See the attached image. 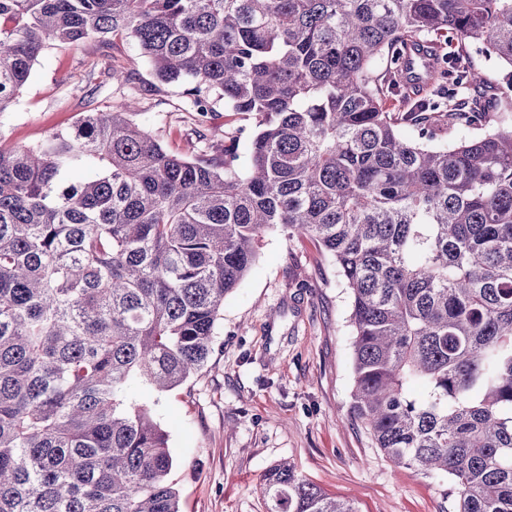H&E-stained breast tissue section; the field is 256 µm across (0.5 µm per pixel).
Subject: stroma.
I'll list each match as a JSON object with an SVG mask.
<instances>
[{"label":"stroma","mask_w":512,"mask_h":512,"mask_svg":"<svg viewBox=\"0 0 512 512\" xmlns=\"http://www.w3.org/2000/svg\"><path fill=\"white\" fill-rule=\"evenodd\" d=\"M111 62L135 68L131 85L105 76ZM182 92L157 83L134 40L51 46L0 112V143L32 147L86 112L129 101L135 121L174 152L201 134L220 144L245 129L238 154L247 168L253 121L215 101L197 122ZM353 335L350 292L333 260L309 238L267 231L224 301L206 366L166 392L132 388L169 435L181 512H264L256 485L281 461L357 512H454L448 477L392 462L351 418Z\"/></svg>","instance_id":"obj_1"}]
</instances>
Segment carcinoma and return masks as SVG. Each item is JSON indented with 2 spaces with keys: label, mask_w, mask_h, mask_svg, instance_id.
Here are the masks:
<instances>
[{
  "label": "carcinoma",
  "mask_w": 512,
  "mask_h": 512,
  "mask_svg": "<svg viewBox=\"0 0 512 512\" xmlns=\"http://www.w3.org/2000/svg\"><path fill=\"white\" fill-rule=\"evenodd\" d=\"M109 38L198 118L251 116L249 168L236 134L172 153L127 104L0 145V512H181L129 390L206 365L274 227L350 290L351 417L376 447L448 476L455 512H512V95L462 54L512 67V0H0V112L47 43ZM259 493L357 512L286 462Z\"/></svg>",
  "instance_id": "carcinoma-1"
}]
</instances>
